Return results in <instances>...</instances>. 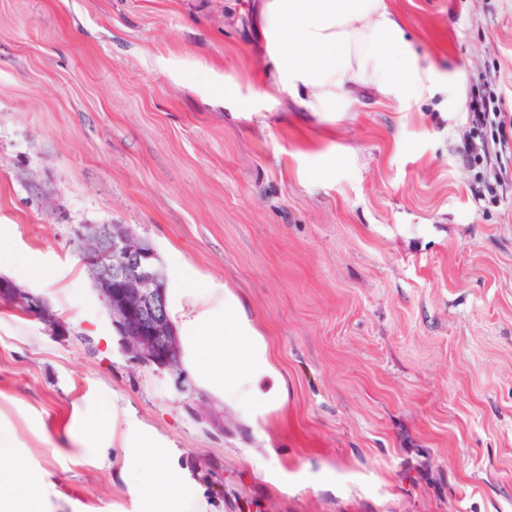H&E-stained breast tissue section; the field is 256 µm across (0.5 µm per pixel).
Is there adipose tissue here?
<instances>
[{
	"instance_id": "adipose-tissue-1",
	"label": "adipose tissue",
	"mask_w": 512,
	"mask_h": 512,
	"mask_svg": "<svg viewBox=\"0 0 512 512\" xmlns=\"http://www.w3.org/2000/svg\"><path fill=\"white\" fill-rule=\"evenodd\" d=\"M264 44V80L273 90L299 99L304 108L326 116L346 111L351 94L375 91L387 100L413 101L436 81L405 37L402 17L389 0H259ZM206 309L186 322L188 365L207 390L253 415L280 397L279 388L261 391L270 365L251 343L243 306L232 294L214 298L196 283ZM39 494L13 460L0 484V512H37Z\"/></svg>"
}]
</instances>
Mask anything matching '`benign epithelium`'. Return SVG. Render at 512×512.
<instances>
[{
    "label": "benign epithelium",
    "mask_w": 512,
    "mask_h": 512,
    "mask_svg": "<svg viewBox=\"0 0 512 512\" xmlns=\"http://www.w3.org/2000/svg\"><path fill=\"white\" fill-rule=\"evenodd\" d=\"M76 237L88 242L81 259L120 336L122 352L144 365L178 367L181 344L167 309L168 276L155 249L123 224L86 225ZM0 283L1 305L66 332L41 296L2 276Z\"/></svg>",
    "instance_id": "obj_1"
}]
</instances>
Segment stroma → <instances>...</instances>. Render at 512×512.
I'll return each mask as SVG.
<instances>
[{"label": "stroma", "instance_id": "1", "mask_svg": "<svg viewBox=\"0 0 512 512\" xmlns=\"http://www.w3.org/2000/svg\"><path fill=\"white\" fill-rule=\"evenodd\" d=\"M255 2L0 0V249L69 328L0 307V439L53 512H170L120 475L144 432L210 512H512V153L462 155L472 93L512 115V0H391L438 86L332 121L267 93ZM92 224L234 293L285 400L123 354ZM215 97L220 104L231 105L239 112H249L251 109V101L239 94L236 85L224 83L222 89L216 90Z\"/></svg>", "mask_w": 512, "mask_h": 512}]
</instances>
